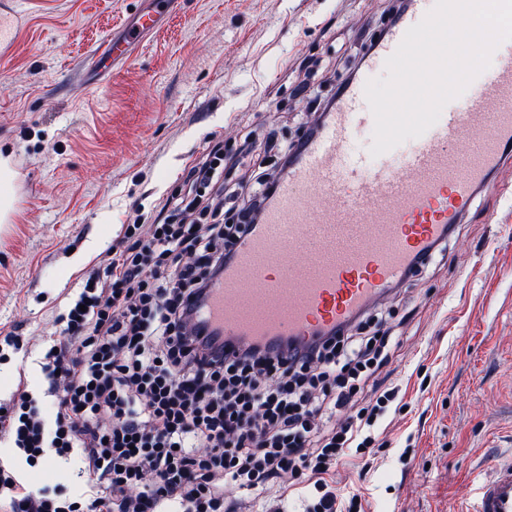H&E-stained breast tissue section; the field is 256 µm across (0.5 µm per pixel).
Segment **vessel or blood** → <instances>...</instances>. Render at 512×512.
Segmentation results:
<instances>
[{
	"label": "vessel or blood",
	"instance_id": "b4317fda",
	"mask_svg": "<svg viewBox=\"0 0 512 512\" xmlns=\"http://www.w3.org/2000/svg\"><path fill=\"white\" fill-rule=\"evenodd\" d=\"M434 4L408 0L335 110L319 120L261 223L238 241L205 309L225 337L306 340L347 324L430 258L512 158V40L411 148L350 154L352 139L374 126L366 82ZM172 8L171 0H152L125 38L107 40L91 57L90 68L126 58L130 42ZM462 512H512V449Z\"/></svg>",
	"mask_w": 512,
	"mask_h": 512
}]
</instances>
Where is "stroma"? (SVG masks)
Returning <instances> with one entry per match:
<instances>
[{
    "label": "stroma",
    "instance_id": "1",
    "mask_svg": "<svg viewBox=\"0 0 512 512\" xmlns=\"http://www.w3.org/2000/svg\"><path fill=\"white\" fill-rule=\"evenodd\" d=\"M395 0H176L130 60L85 63L138 0H27L0 57V152L16 174L0 224V327L50 337L67 289L122 225L151 223L184 166L216 141L256 150L224 190L269 165L267 133L298 140ZM393 343L380 382L399 391L369 455L336 468L365 512H457L512 441V166L475 197L434 259L377 306ZM409 462H402V453Z\"/></svg>",
    "mask_w": 512,
    "mask_h": 512
}]
</instances>
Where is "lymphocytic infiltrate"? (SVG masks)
<instances>
[{"instance_id": "1", "label": "lymphocytic infiltrate", "mask_w": 512, "mask_h": 512, "mask_svg": "<svg viewBox=\"0 0 512 512\" xmlns=\"http://www.w3.org/2000/svg\"><path fill=\"white\" fill-rule=\"evenodd\" d=\"M182 180L187 194L153 223L124 225L103 274L68 294L38 389L0 409V443L15 450L0 459V512H284L273 486L307 489L304 512H364L357 495L338 504L332 476L373 447L397 397L359 404L388 360L382 317L306 341L225 338L203 310L275 185L256 176L228 224L210 196L224 185L223 144ZM74 462L71 493L22 475Z\"/></svg>"}]
</instances>
